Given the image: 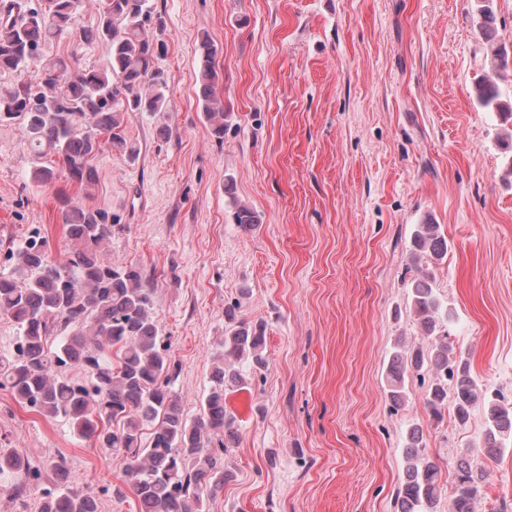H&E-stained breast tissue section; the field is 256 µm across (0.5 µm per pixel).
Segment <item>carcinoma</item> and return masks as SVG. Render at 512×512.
<instances>
[{"label":"carcinoma","mask_w":512,"mask_h":512,"mask_svg":"<svg viewBox=\"0 0 512 512\" xmlns=\"http://www.w3.org/2000/svg\"><path fill=\"white\" fill-rule=\"evenodd\" d=\"M85 0H44L27 8L16 0L0 4V73L17 76L0 85V124L19 122L32 151L30 178L39 185L56 181L44 158L55 154L67 177L94 186L93 160L105 149L131 159L135 144L123 131L126 112H163L170 87L157 66L162 44L150 30L162 27L149 0H100L96 27L81 32L87 42L110 48L104 69L77 66L67 56L50 57L44 47L71 32ZM198 99L212 134L221 139L231 117L217 95L220 75L208 34L199 38ZM508 62L493 53L491 72L473 84L476 103L503 112L497 79ZM237 224L250 231L260 223L249 206L232 199ZM69 241L65 263L50 258L47 242L33 235L10 254L0 270V316L18 326L13 351L0 358V388L32 411L62 417L81 437L122 461L124 486L138 499L140 512H207V501L233 480L224 451L238 437L234 416L224 406L226 389L246 379L239 365L254 370L268 365L266 324L232 318L227 313L221 351L211 386L199 414L188 419L174 389L179 365L169 355L160 321L153 310L154 289L139 270L114 266L105 259L112 239V214L101 207L72 204L62 210ZM448 254L438 224H418L411 238L409 283L411 309L432 339L424 352L399 339L386 373L390 399L402 404L406 379H429L425 406L433 417L453 406L458 425L472 411L485 413L484 445L501 454L512 444V406L500 403L471 371L470 362L448 345V331L432 270ZM79 365L85 379L63 369ZM419 427L409 429L404 445L405 480L394 500L396 512H437L441 496L439 466L425 452ZM61 480L42 494L41 512H98L94 496L66 481L62 460L52 465ZM448 512H473L483 494L487 472L473 466L470 453L452 469ZM40 472L13 451L0 448V481L18 492Z\"/></svg>","instance_id":"1"}]
</instances>
